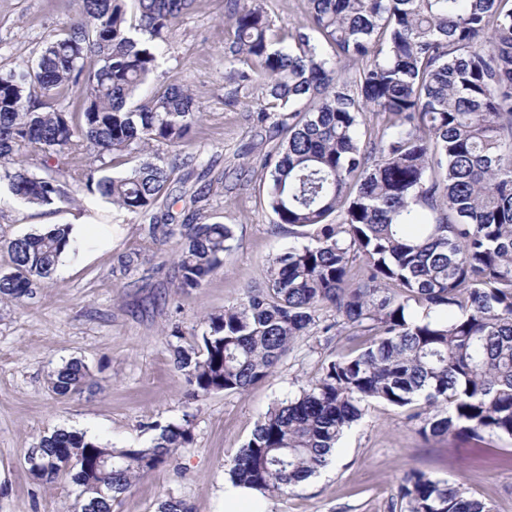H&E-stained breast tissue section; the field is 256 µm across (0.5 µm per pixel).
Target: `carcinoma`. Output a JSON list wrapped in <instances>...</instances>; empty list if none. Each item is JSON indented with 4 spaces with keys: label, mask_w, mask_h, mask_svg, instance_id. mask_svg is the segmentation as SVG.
<instances>
[{
    "label": "carcinoma",
    "mask_w": 512,
    "mask_h": 512,
    "mask_svg": "<svg viewBox=\"0 0 512 512\" xmlns=\"http://www.w3.org/2000/svg\"><path fill=\"white\" fill-rule=\"evenodd\" d=\"M276 27L265 0H227L236 84L225 104L266 90L255 126L266 152L264 204L302 240L271 262L265 287L208 315L192 341L170 336L192 399L244 392L302 336L359 345L322 364L299 395L271 407L233 459L234 485L283 495L331 462L373 401L413 410L425 438L512 439V0H307ZM197 0H77L66 29L31 65L0 70V183L29 207L74 201L77 186L154 238L179 237L178 288L202 287L235 234L194 212L174 229L154 213L172 194L202 115L179 78L139 90L161 45ZM356 65L349 71L344 64ZM168 158H143L155 146ZM20 153L55 160L37 174ZM116 165L124 171H107ZM68 225L3 239L0 301L52 278ZM72 359L49 379L59 396L89 388ZM147 447L114 448L58 429L27 449L37 481L70 475L75 512H112L141 476L193 440L154 423ZM400 512H492L466 489L405 471Z\"/></svg>",
    "instance_id": "1"
}]
</instances>
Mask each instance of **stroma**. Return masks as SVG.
<instances>
[{
  "instance_id": "1",
  "label": "stroma",
  "mask_w": 512,
  "mask_h": 512,
  "mask_svg": "<svg viewBox=\"0 0 512 512\" xmlns=\"http://www.w3.org/2000/svg\"><path fill=\"white\" fill-rule=\"evenodd\" d=\"M75 0H0V69L29 65L43 41L60 33ZM224 0H199L160 50L155 75L143 94L180 77L204 116L188 149L193 160L174 175V205L181 223L194 207L204 222L231 225L235 248L224 267L195 291L176 286V242L152 239L147 220L112 218L108 205L90 207L83 189L59 210L17 202L0 186V235L29 233L51 224L85 223L94 210L112 222V242L92 258L59 264L52 280L22 302L0 301V512H73L77 488L69 476L33 480L25 454L54 430L85 429L112 446L148 445L155 422L188 421L193 441L170 465L136 481L113 512H158L161 501L182 500L190 512H224L225 466L250 438L268 409L294 396L345 339H298L273 374L246 392L184 398L167 335L200 329L204 316L222 312L247 286L262 284L272 259L294 245L265 208L260 146L251 118L263 100L225 106L234 88L224 73ZM81 359L91 372L90 391L60 397L51 371ZM512 441L424 439L403 410L374 402L345 433L335 458L283 496L266 497V512H390L407 469L462 485L493 512H512Z\"/></svg>"
}]
</instances>
